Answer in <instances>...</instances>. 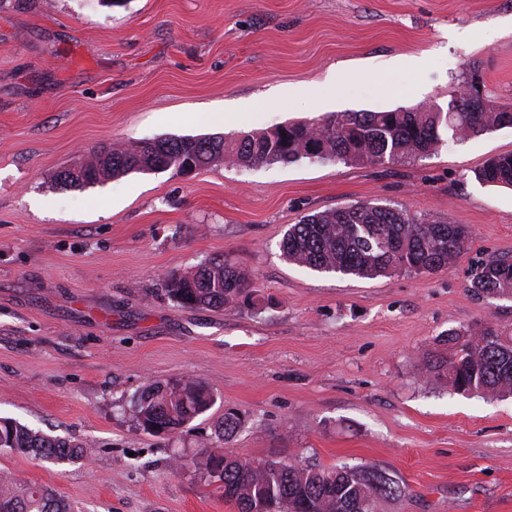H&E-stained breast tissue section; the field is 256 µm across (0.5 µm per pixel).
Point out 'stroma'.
<instances>
[{
    "label": "stroma",
    "instance_id": "35a3bbf8",
    "mask_svg": "<svg viewBox=\"0 0 512 512\" xmlns=\"http://www.w3.org/2000/svg\"><path fill=\"white\" fill-rule=\"evenodd\" d=\"M474 73L512 104V0H0V416L91 449L61 464L0 453V473L75 512H238L216 479L173 467L232 412L224 452L377 469L402 490L379 512H512V396L453 393L423 362L452 332L512 338V300L468 289L472 266L512 257V189L473 177L512 152V127L383 164L58 178L104 146L444 109ZM359 202L472 236L433 274L283 257L289 225ZM218 255L250 275L256 305L168 297L169 274ZM184 378L212 407L168 441L139 429L134 395Z\"/></svg>",
    "mask_w": 512,
    "mask_h": 512
}]
</instances>
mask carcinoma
I'll return each instance as SVG.
<instances>
[{
  "label": "carcinoma",
  "instance_id": "carcinoma-1",
  "mask_svg": "<svg viewBox=\"0 0 512 512\" xmlns=\"http://www.w3.org/2000/svg\"><path fill=\"white\" fill-rule=\"evenodd\" d=\"M462 102L460 112L421 111L419 106L385 112H339L309 123L288 124L233 138L224 136L156 138L113 148L104 158L60 174L70 186L103 183L131 172H154L186 162L198 168L231 162L254 166L316 162L400 161L430 154L440 143L439 129L463 141L512 126L509 111L498 103L482 107L467 103L466 86L448 88ZM482 184L512 187V153L488 158L473 171ZM469 231L447 221L418 218L398 207L357 203L327 210L292 224L281 248L299 265L325 272L376 278L393 272L434 273L448 268L464 252ZM165 290L179 305L192 308H235L254 304L256 290L239 267L212 257L197 270L165 280ZM469 290L478 296L512 298V259L489 258L470 270ZM448 356H424L428 374L446 380L461 394L512 395V339L505 340L486 325L467 333ZM212 395L194 380L154 383L132 403L138 426L150 435L170 439L208 411ZM240 427L233 413L224 416L217 439L227 442ZM0 448L36 461L60 463L89 454L83 441L52 436L12 419L0 418ZM191 464L221 481L224 499L238 512H363L401 495V487L376 469L346 465L324 468L286 459L256 460L212 450ZM0 512H71L69 505L46 486H16L0 477Z\"/></svg>",
  "mask_w": 512,
  "mask_h": 512
}]
</instances>
